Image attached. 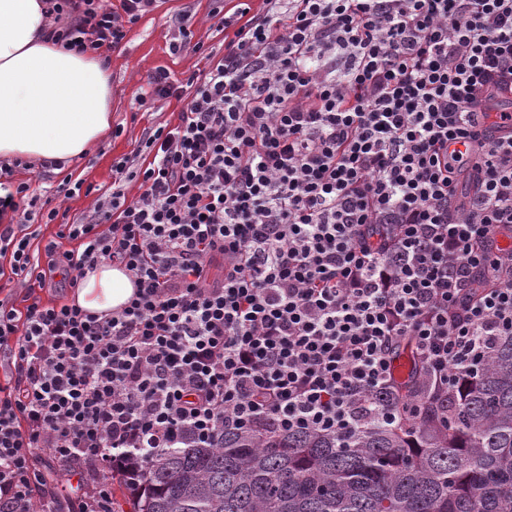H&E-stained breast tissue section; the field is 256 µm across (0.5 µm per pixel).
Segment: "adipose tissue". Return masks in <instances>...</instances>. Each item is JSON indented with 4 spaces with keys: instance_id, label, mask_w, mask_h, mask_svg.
Segmentation results:
<instances>
[{
    "instance_id": "1",
    "label": "adipose tissue",
    "mask_w": 512,
    "mask_h": 512,
    "mask_svg": "<svg viewBox=\"0 0 512 512\" xmlns=\"http://www.w3.org/2000/svg\"><path fill=\"white\" fill-rule=\"evenodd\" d=\"M42 0H0V160L71 163L112 127L108 63L67 50L47 34ZM133 285L102 265L76 291L91 312L126 303Z\"/></svg>"
}]
</instances>
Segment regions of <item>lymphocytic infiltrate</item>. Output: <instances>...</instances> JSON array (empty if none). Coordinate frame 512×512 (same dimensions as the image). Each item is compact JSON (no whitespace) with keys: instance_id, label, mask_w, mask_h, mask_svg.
Segmentation results:
<instances>
[{"instance_id":"lymphocytic-infiltrate-1","label":"lymphocytic infiltrate","mask_w":512,"mask_h":512,"mask_svg":"<svg viewBox=\"0 0 512 512\" xmlns=\"http://www.w3.org/2000/svg\"><path fill=\"white\" fill-rule=\"evenodd\" d=\"M263 2L222 17L203 76L150 75L177 122L114 162L43 256L15 222L38 196L0 166V256L26 289L0 299V512H37L45 450L78 480L73 512H112L113 476L150 450L447 409L512 336V134L457 149L489 85L512 86V0ZM154 3L44 0L80 53L118 47ZM102 263L127 303L42 304ZM403 349L421 391L397 403Z\"/></svg>"}]
</instances>
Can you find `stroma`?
Here are the masks:
<instances>
[{"mask_svg": "<svg viewBox=\"0 0 512 512\" xmlns=\"http://www.w3.org/2000/svg\"><path fill=\"white\" fill-rule=\"evenodd\" d=\"M214 0H158L156 8L130 26L123 44L112 51L109 63L112 72V125L117 132L89 154L71 164L67 171L55 174L46 167H16L14 182L31 183L37 195L53 190L63 180L83 179L90 193L74 195L63 204L69 219H76L92 210L101 190L112 183V165L123 157L133 156L144 133L176 121L183 103L177 97L151 96L149 76L158 69L183 80L199 74L206 67L205 56L223 52L224 34L218 19L213 18ZM188 14L192 17L194 39L200 42V52L171 53L169 38L175 19ZM147 103H140V96Z\"/></svg>", "mask_w": 512, "mask_h": 512, "instance_id": "obj_1", "label": "stroma"}]
</instances>
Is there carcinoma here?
Listing matches in <instances>:
<instances>
[{
  "label": "carcinoma",
  "instance_id": "obj_1",
  "mask_svg": "<svg viewBox=\"0 0 512 512\" xmlns=\"http://www.w3.org/2000/svg\"><path fill=\"white\" fill-rule=\"evenodd\" d=\"M131 512H512V337L448 419L346 437L226 432L116 477Z\"/></svg>",
  "mask_w": 512,
  "mask_h": 512
}]
</instances>
